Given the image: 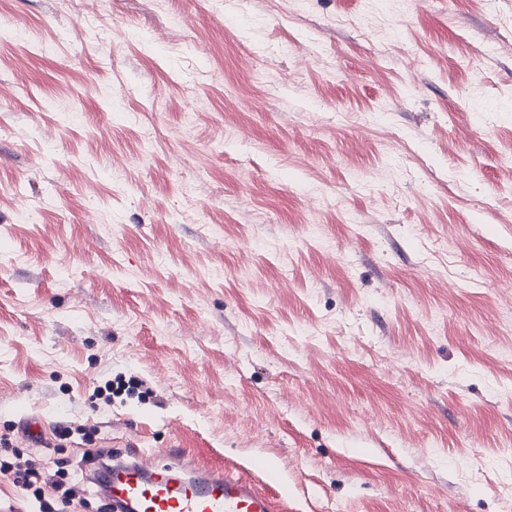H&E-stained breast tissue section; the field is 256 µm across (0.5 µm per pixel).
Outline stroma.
Returning a JSON list of instances; mask_svg holds the SVG:
<instances>
[{
	"mask_svg": "<svg viewBox=\"0 0 512 512\" xmlns=\"http://www.w3.org/2000/svg\"><path fill=\"white\" fill-rule=\"evenodd\" d=\"M0 113V458L512 512V0H0Z\"/></svg>",
	"mask_w": 512,
	"mask_h": 512,
	"instance_id": "obj_1",
	"label": "stroma"
}]
</instances>
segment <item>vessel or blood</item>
<instances>
[{
    "label": "vessel or blood",
    "mask_w": 512,
    "mask_h": 512,
    "mask_svg": "<svg viewBox=\"0 0 512 512\" xmlns=\"http://www.w3.org/2000/svg\"><path fill=\"white\" fill-rule=\"evenodd\" d=\"M113 512H277L278 504L235 469L177 462L148 469L123 460L111 470Z\"/></svg>",
    "instance_id": "vessel-or-blood-1"
}]
</instances>
